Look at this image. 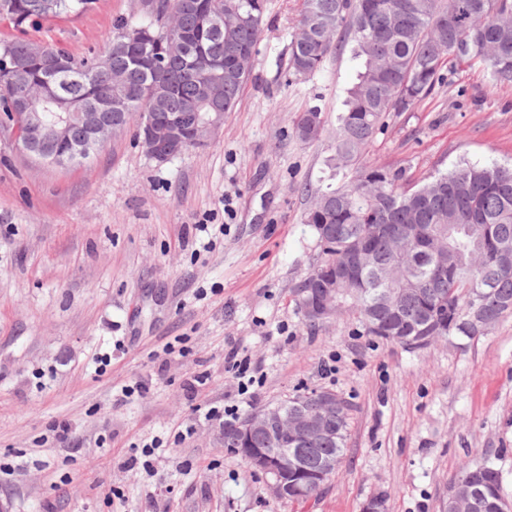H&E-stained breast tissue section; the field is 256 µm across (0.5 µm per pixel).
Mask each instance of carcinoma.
<instances>
[{"label":"carcinoma","mask_w":512,"mask_h":512,"mask_svg":"<svg viewBox=\"0 0 512 512\" xmlns=\"http://www.w3.org/2000/svg\"><path fill=\"white\" fill-rule=\"evenodd\" d=\"M0 22L24 32L56 18L80 15L96 0H0ZM267 0H140V17L114 25L107 49L77 58L54 44H42V59L27 56L31 40H0V59L8 55L25 61L24 77L45 86L28 108L10 107L12 76L0 72V113L40 112L49 124L68 111L61 99L78 104L112 95L123 102V124L139 137L142 114L163 120L170 112H208L202 93L211 63L224 64V114L235 111L249 75L230 77L239 60L251 59L267 27ZM144 28L152 37L181 41L186 53L172 70L150 72L139 59L152 50L144 39L122 41V33ZM300 35L288 51V76L299 79L320 70L344 33L355 45L359 68L345 110L338 116L331 166L355 167L336 188L315 196L305 214L314 231L319 262L311 275H336L350 248L362 243L374 224L386 231L370 242L372 264L342 282L336 290V309L355 311L364 331L407 346L412 336H464L473 339L470 317L478 312L495 325L512 314V165L460 162L446 172L432 173L420 183H403V173L375 165L367 156L391 112H405L445 82L443 70L461 62L478 63L494 81L512 82V0H303L297 21ZM126 71L117 87L101 63ZM322 113H301L295 136L303 144L317 141ZM405 224H428L434 250L423 256L419 242L399 246ZM310 278L295 289L300 310L318 302ZM492 283L493 295L481 296L480 284ZM318 413L312 393L283 403ZM348 404L336 412L331 435L310 448H295L288 438L257 429L247 447L225 448L243 458L247 449L288 450V482L318 494L333 472L319 476L323 463L340 464L347 432ZM458 480L478 487L482 512H498L503 498L499 471L490 465L465 466Z\"/></svg>","instance_id":"carcinoma-1"}]
</instances>
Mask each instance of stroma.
<instances>
[{"label": "stroma", "instance_id": "stroma-1", "mask_svg": "<svg viewBox=\"0 0 512 512\" xmlns=\"http://www.w3.org/2000/svg\"><path fill=\"white\" fill-rule=\"evenodd\" d=\"M139 0L28 29L77 57L102 49ZM302 0H267L268 27L235 112L208 146L159 162L131 132L86 166H42L0 141V506L5 512H441L467 465L491 463L512 501V315L475 340L422 350L363 333L341 311L308 325L296 286L319 258L304 222L358 61L339 41L286 82ZM318 107L320 139L297 116ZM371 162L409 183L465 160L512 164V84L480 65L390 113ZM184 349L164 354L166 344ZM250 358L247 392L227 367ZM145 386L125 396V387ZM330 390L351 406L342 461L307 502L224 446L200 408L248 414ZM71 436L53 438L58 423ZM161 439L150 468L132 446ZM322 113L316 108H310L302 112L296 122L295 136L303 144H311L317 141L323 129Z\"/></svg>", "mask_w": 512, "mask_h": 512}]
</instances>
